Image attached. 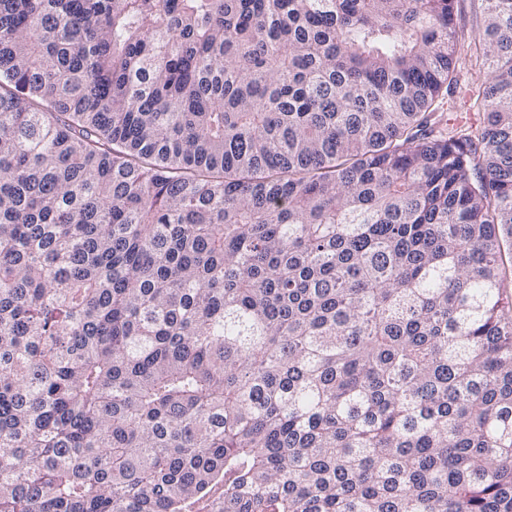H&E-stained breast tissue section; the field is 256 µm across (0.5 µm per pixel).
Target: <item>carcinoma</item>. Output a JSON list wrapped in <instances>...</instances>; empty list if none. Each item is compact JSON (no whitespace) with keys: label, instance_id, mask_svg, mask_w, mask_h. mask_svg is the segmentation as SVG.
<instances>
[{"label":"carcinoma","instance_id":"obj_1","mask_svg":"<svg viewBox=\"0 0 512 512\" xmlns=\"http://www.w3.org/2000/svg\"><path fill=\"white\" fill-rule=\"evenodd\" d=\"M0 0V512H512V0ZM453 18L459 35L457 46L458 76L462 84L483 79L471 70L470 62L475 61L479 52L478 38L481 33L485 3L482 0H453ZM478 81V80H477ZM476 81V82H477ZM451 99V102H454L455 108L453 109V112H444V121L443 125H440L443 129H448V133L452 130H454L456 127H459L463 124H466L468 122V125L470 123H474L475 125H483L484 122V113L483 112H477L476 107H470L471 103L469 101V98L462 99V95L458 92L454 93L453 95L448 93V100ZM450 119V120H449ZM447 121V125L445 124V121Z\"/></svg>","mask_w":512,"mask_h":512}]
</instances>
